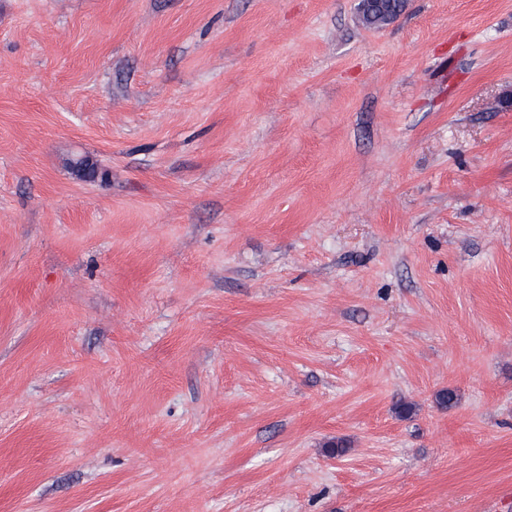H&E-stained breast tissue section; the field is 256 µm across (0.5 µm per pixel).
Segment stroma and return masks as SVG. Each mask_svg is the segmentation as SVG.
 <instances>
[{
	"instance_id": "stroma-1",
	"label": "stroma",
	"mask_w": 512,
	"mask_h": 512,
	"mask_svg": "<svg viewBox=\"0 0 512 512\" xmlns=\"http://www.w3.org/2000/svg\"><path fill=\"white\" fill-rule=\"evenodd\" d=\"M358 3L0 0V512H512V0Z\"/></svg>"
}]
</instances>
